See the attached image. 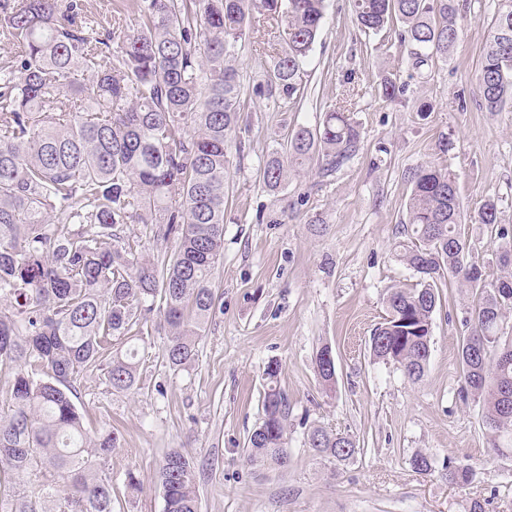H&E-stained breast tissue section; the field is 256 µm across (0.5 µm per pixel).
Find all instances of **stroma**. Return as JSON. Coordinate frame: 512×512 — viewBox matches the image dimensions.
<instances>
[{
	"mask_svg": "<svg viewBox=\"0 0 512 512\" xmlns=\"http://www.w3.org/2000/svg\"><path fill=\"white\" fill-rule=\"evenodd\" d=\"M79 2L98 35L107 34L117 12L137 26V0ZM465 3L454 50L416 76L394 33L365 35L351 0H330L304 97L282 108L252 92L270 65L258 43L272 36L266 19L253 17L236 62L249 110L235 137L245 150L228 171L219 309L199 340V358L191 369L171 370L162 359L163 332L149 322L136 389L111 392L93 371L75 400L89 428L109 423L120 431L112 456L115 512H163L153 476L173 448L195 459L200 512H469L476 501L484 512H512V437H493L480 403L463 390L459 352L469 334L471 290L453 278L439 281L421 381L368 352L373 329L388 315L387 288L418 280L397 248L410 169L429 162L447 169L464 215L492 199L501 224L512 228V100L487 111L478 85L498 0ZM385 72L408 83L401 100L380 95ZM345 100L362 132L356 157L328 177L309 161L289 171L284 191L268 192L260 169L287 131L316 126L329 105ZM280 213L286 221L273 223ZM316 215L321 223H313ZM461 230L470 260L496 279L489 230L468 220ZM324 345L336 359L330 392L314 365ZM272 361L290 404L289 458L281 468L252 465L245 453L262 418L264 370ZM316 426L354 437L353 458L337 465L316 456L307 439ZM495 443L507 455L489 456ZM418 453L433 460V475L414 471ZM449 463L471 465L473 482L449 483ZM130 471L142 483L132 500L125 492Z\"/></svg>",
	"mask_w": 512,
	"mask_h": 512,
	"instance_id": "1",
	"label": "stroma"
}]
</instances>
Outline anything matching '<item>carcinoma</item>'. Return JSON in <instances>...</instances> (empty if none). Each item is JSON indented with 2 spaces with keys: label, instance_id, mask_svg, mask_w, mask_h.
Returning <instances> with one entry per match:
<instances>
[{
  "label": "carcinoma",
  "instance_id": "cac0c4a2",
  "mask_svg": "<svg viewBox=\"0 0 512 512\" xmlns=\"http://www.w3.org/2000/svg\"><path fill=\"white\" fill-rule=\"evenodd\" d=\"M479 70L486 109L512 97V0H500ZM364 32L399 28L419 70L446 57L459 39L458 0H353ZM281 24L267 42V88L301 99L306 64L326 16V0H138V27L113 16L107 37L78 20L77 0H0V29L14 60L0 67V369L15 370L0 406V512H113L112 454L118 429L89 432L72 400L97 370L114 392L138 383L142 360L130 342L162 315V358L174 370L198 360V340L216 313L214 275L224 251V199L231 135L245 111L236 67L254 14ZM388 101L407 84L390 74ZM361 133L350 110L326 112L269 153L267 190L288 184V166L317 158L330 175L356 156ZM411 185L399 257L419 276L386 294L388 316L374 329L370 355L397 363L417 382L429 362L437 280L452 275L478 295L460 350L466 387L482 404L483 424L512 435V336L500 334L512 311V234L498 227L489 199L475 223L500 240L503 274L487 281L468 260L455 178L433 163L409 172ZM54 226L49 234L45 226ZM142 224L163 256L142 255ZM319 379L336 384L323 350ZM279 365L265 369L260 425L247 440L250 463L288 462L287 396ZM314 454L339 464L357 453L348 434L314 427ZM466 466L448 481L468 484ZM38 487L28 495L25 483ZM163 512H200L195 465L179 448L155 472Z\"/></svg>",
  "mask_w": 512,
  "mask_h": 512
}]
</instances>
